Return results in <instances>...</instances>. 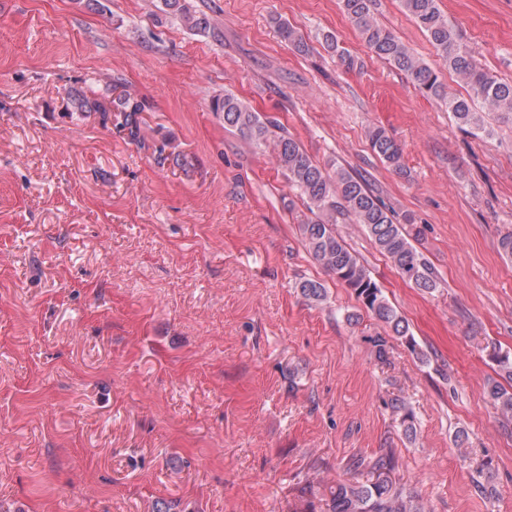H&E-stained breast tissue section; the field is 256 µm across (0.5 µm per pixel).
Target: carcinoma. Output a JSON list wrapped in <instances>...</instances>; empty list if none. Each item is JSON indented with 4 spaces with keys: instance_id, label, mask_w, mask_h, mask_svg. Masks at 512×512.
<instances>
[{
    "instance_id": "obj_1",
    "label": "carcinoma",
    "mask_w": 512,
    "mask_h": 512,
    "mask_svg": "<svg viewBox=\"0 0 512 512\" xmlns=\"http://www.w3.org/2000/svg\"><path fill=\"white\" fill-rule=\"evenodd\" d=\"M403 10L424 31L448 65V71L466 88V94H450L439 75L417 57L389 28L381 24L372 11L373 0H339V5L351 26L359 33L367 48L379 60L406 74L427 98L436 101L451 113L455 123L474 136L490 133L487 116L491 112L512 116V83L505 81L481 65L462 43L456 28L439 6V0H400ZM165 8L180 17L184 25L196 32L211 29L204 13L192 10L186 0H163ZM325 48L336 54L348 70L358 67V61L334 33L323 37ZM67 108L72 112L96 114L103 123L112 113L123 114L132 139H139L137 118L142 111L139 102L124 94L112 97L111 89L101 91L73 89L67 94ZM213 111L224 113V126L233 128L249 141L272 147L279 166L286 172L288 182L299 191L313 218L300 225L307 251L324 269L336 276V281L352 289L367 313L381 322L387 335L372 339L375 354L384 360L389 339L395 337L405 344L418 359L427 358L410 332L408 322L386 300L381 288L372 280L366 267L345 245L336 229L339 218L347 217L364 231L378 250L394 265L397 272L417 288L431 292L439 280L429 261L414 242L421 236L413 218L398 220L392 209L373 194L363 179L353 176L342 167L330 174L322 169L300 147L298 142L280 126L264 121L249 105L231 93L214 100ZM369 144L374 154L394 173L402 175L400 145L377 126L369 131ZM302 296L310 302L326 298L325 288L316 280L300 283ZM492 358L499 367L497 380L487 384V395L500 413L503 423L512 422V358L497 352ZM393 413L399 416L404 434L416 438L414 415L402 398L391 401ZM371 477L365 481L344 480L330 488L326 512H426L423 504L412 495L394 486L391 473L396 459L388 451L366 464Z\"/></svg>"
}]
</instances>
